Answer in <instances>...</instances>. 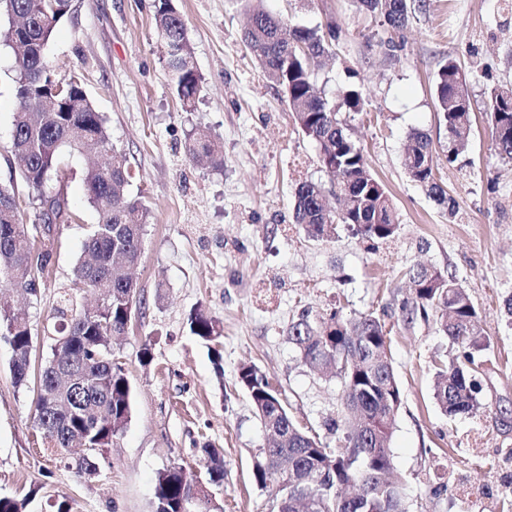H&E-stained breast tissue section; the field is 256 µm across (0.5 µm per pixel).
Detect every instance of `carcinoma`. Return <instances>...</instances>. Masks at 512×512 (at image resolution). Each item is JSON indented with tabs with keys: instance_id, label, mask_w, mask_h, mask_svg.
<instances>
[{
	"instance_id": "obj_1",
	"label": "carcinoma",
	"mask_w": 512,
	"mask_h": 512,
	"mask_svg": "<svg viewBox=\"0 0 512 512\" xmlns=\"http://www.w3.org/2000/svg\"><path fill=\"white\" fill-rule=\"evenodd\" d=\"M254 25L243 40L266 78L282 92L300 131L319 149L327 176L336 181L339 209L326 211L322 185L309 180L296 184L294 222L312 238H330L339 225L367 239L395 236L398 213L383 184L369 170L363 149L345 132L338 112L363 110L362 93L351 87L332 101L315 86V67L331 52L338 39L327 28L290 26L260 6L261 0H242ZM358 8L382 19L399 31L415 12V0H354ZM67 12H52V0H0V17L8 27L0 38L8 46L28 44L29 53L18 61L14 84L12 152L20 161V178L29 188H41L58 174L64 151L110 155L104 167L85 178L87 200L98 215L89 230L83 254L73 268V283L95 295L91 307H79L66 292L55 308L50 353L32 367L33 336L30 325L9 305V293L28 287L51 266L55 237L47 232L52 223L70 219L61 193L42 197L41 222L20 228L18 183L0 184V335L13 351L15 385L37 389L36 424L42 441L60 456L71 448L85 447L75 459L78 472L92 476L99 471L114 440L126 429L132 410V390L122 364L114 359L112 337L124 334L131 322L136 282L130 269L140 258L144 226L149 210L129 193L130 171L118 159L103 115L97 112L81 83H65L69 98L52 93L56 75L46 52L58 23ZM153 18L164 45L172 88L183 106H191L202 88V77L193 63L186 25L172 0H155ZM434 95L440 122L448 132L447 161L457 160L472 127L474 112L468 80L453 59L436 75ZM76 101L79 112L64 105ZM484 111L495 130V149L512 160V86L490 85ZM185 152L205 158L219 168L224 156L219 143L204 130L192 132ZM404 164L413 181L453 214L455 200L435 182L430 161V140L420 131L409 135ZM414 284L407 318L434 314L437 331L458 347L457 363L441 364L433 398L442 413L452 417L469 414L479 405L480 382L476 379L475 353L488 346L482 334L478 310L455 280L438 269L409 274ZM189 326L201 340L218 344L215 320L203 310L191 314ZM390 331L383 319L370 312L345 316L336 310L326 317L303 312L289 327L288 340L302 361L318 369L336 366L342 386L344 409L351 417L334 421L342 431V446L330 448L296 426L278 390L261 369L243 365L238 383L247 392L263 426L280 438L275 448H263L252 465V475L262 488L275 489L276 512H409L399 484L389 479L390 441L401 390L392 366ZM209 458L206 485L224 482V455L205 449ZM27 499L0 494V512H25ZM156 512H220L207 490L193 494L180 467L158 475Z\"/></svg>"
}]
</instances>
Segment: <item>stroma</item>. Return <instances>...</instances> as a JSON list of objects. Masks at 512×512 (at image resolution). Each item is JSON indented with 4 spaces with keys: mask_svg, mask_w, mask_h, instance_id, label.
Instances as JSON below:
<instances>
[{
    "mask_svg": "<svg viewBox=\"0 0 512 512\" xmlns=\"http://www.w3.org/2000/svg\"><path fill=\"white\" fill-rule=\"evenodd\" d=\"M154 0H72L48 48L61 81L78 78L106 119L131 172L129 192L149 209L134 270L138 302L127 333L112 342L133 390L131 420L94 476L78 473L43 446L37 393L16 387L12 349L0 337V493L25 496L27 512H153L159 472L183 467L204 475L206 449L224 455V483L211 493L222 512H271L274 495L252 478L266 433L237 378L256 364L279 390L293 421L337 446L326 428L342 411L338 378L310 370L288 340L303 310L372 312L391 330L402 404L391 461L410 512H501L512 500V161L496 153L483 110L490 84H512V11L503 0H425L401 31L352 0H263L293 25L340 28L336 54L317 72L327 97L354 86L363 111L343 112L347 133L399 214L393 238L369 240L338 227L335 238H309L293 222V188L327 182L316 144L297 128L283 95L242 40V0H173L203 78L191 109L172 90L153 22ZM454 59L466 73L473 126L455 163L436 111L433 84ZM14 50L0 43V182L18 174L11 152ZM205 129L220 142L224 165L190 161L188 135ZM431 139L434 176L456 201L447 211L412 181L403 165L407 138ZM91 161L63 153L48 193H62L73 218L56 227L53 265L38 297L15 300L44 358V328L97 215L85 196ZM453 276L475 303L490 346L481 354L480 407L455 418L435 406L437 362L455 345L434 319L407 320L408 273L418 265ZM204 310L222 330L219 355L189 328ZM151 359H140L143 346Z\"/></svg>",
    "mask_w": 512,
    "mask_h": 512,
    "instance_id": "stroma-1",
    "label": "stroma"
}]
</instances>
